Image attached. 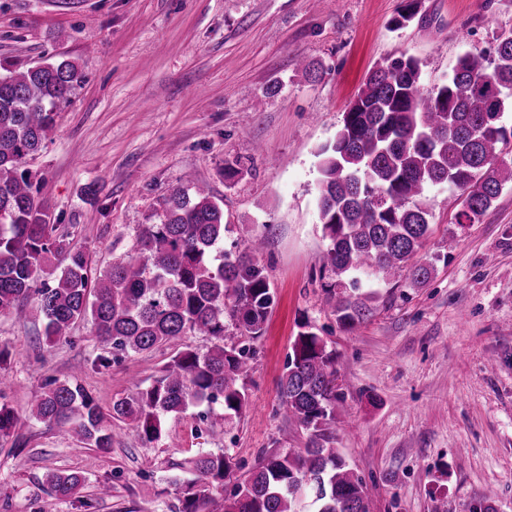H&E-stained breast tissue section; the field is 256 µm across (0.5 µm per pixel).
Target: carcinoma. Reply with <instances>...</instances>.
<instances>
[{
  "instance_id": "cac0c4a2",
  "label": "carcinoma",
  "mask_w": 512,
  "mask_h": 512,
  "mask_svg": "<svg viewBox=\"0 0 512 512\" xmlns=\"http://www.w3.org/2000/svg\"><path fill=\"white\" fill-rule=\"evenodd\" d=\"M408 0L393 28L417 15ZM84 74L68 59H47L0 73V315L26 317L36 302L47 339L68 335L79 320L91 323L103 352L94 366L108 369L132 353L159 348L185 336H208L205 352L185 347L146 386L137 383L105 414L77 385L56 379L26 414L0 392V440L23 420H35L76 437L87 448H112V421L134 427L145 443L166 432L171 417L195 407L219 406L224 420L248 407L247 377L253 349L226 342L234 327L254 340L275 306L264 268L253 262L262 238L243 251L224 250V208L208 188L190 182L163 198L155 222L141 225L137 255L95 276L89 254L57 234L40 200L41 184L25 168L53 131L58 109L73 101ZM512 29L496 38L493 57L460 56L448 78L422 87L420 62L402 55L371 70L332 143L319 152L317 207L324 239L329 291L357 275L387 279L405 270L427 281L433 263L415 260L430 231L421 203L430 186L460 193L456 223L471 224L512 185ZM339 320L353 326L366 306L350 296L338 301ZM334 352L315 332L301 331L279 381L288 420L305 431L303 448H273L245 474L228 453L198 451L188 460L192 478L174 480L178 512H369L367 485L334 448L336 369ZM235 479L223 502L213 489ZM82 472L47 478L59 500L73 497Z\"/></svg>"
}]
</instances>
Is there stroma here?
<instances>
[{"instance_id":"35a3bbf8","label":"stroma","mask_w":512,"mask_h":512,"mask_svg":"<svg viewBox=\"0 0 512 512\" xmlns=\"http://www.w3.org/2000/svg\"><path fill=\"white\" fill-rule=\"evenodd\" d=\"M404 3L0 0V69L53 57L85 74L27 163L59 232L106 271L134 254L141 225L191 179L222 201L225 246L245 231L265 237L258 262L277 295L252 343L242 417L203 421L193 408L148 446L118 423L105 453L25 423L0 441V512H170L174 481L189 478L199 449L229 450L248 470L263 451L304 447L278 384L305 325L336 353V446L371 489L370 512H471L487 492L497 512H512V185L472 224L455 220L456 191L428 188L419 256L433 261L432 277L361 279L352 295L368 313L356 326L338 322L326 292L318 152L368 71L406 54L429 87L512 29L501 0H420L419 20L393 28ZM308 65L318 78L305 76ZM232 159L245 171L228 180ZM210 345L186 336L100 370L90 322L50 345L36 313L0 315L7 397L20 411L50 379L79 384L110 409L183 347ZM58 470L85 473L73 498L47 494L45 476Z\"/></svg>"}]
</instances>
